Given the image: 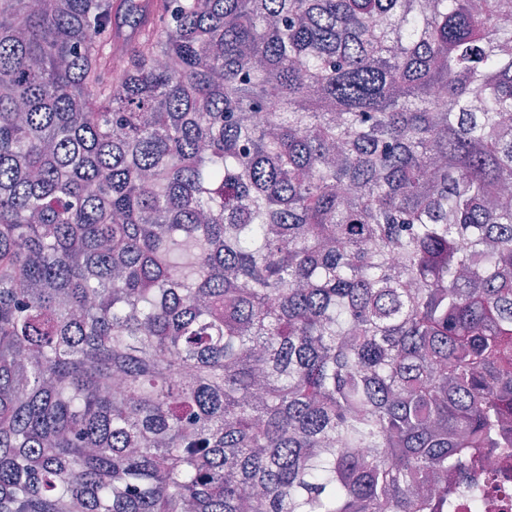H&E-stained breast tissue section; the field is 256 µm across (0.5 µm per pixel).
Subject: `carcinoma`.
<instances>
[{
	"label": "carcinoma",
	"mask_w": 512,
	"mask_h": 512,
	"mask_svg": "<svg viewBox=\"0 0 512 512\" xmlns=\"http://www.w3.org/2000/svg\"><path fill=\"white\" fill-rule=\"evenodd\" d=\"M511 454L512 0H0V512H448Z\"/></svg>",
	"instance_id": "carcinoma-1"
}]
</instances>
